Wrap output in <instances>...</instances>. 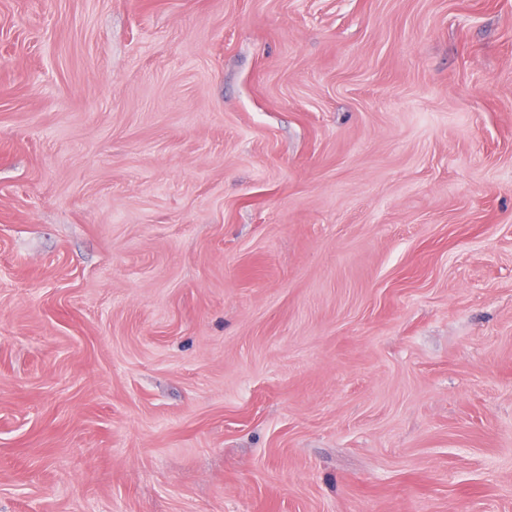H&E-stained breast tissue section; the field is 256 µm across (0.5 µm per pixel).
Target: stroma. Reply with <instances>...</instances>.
<instances>
[{"label": "stroma", "mask_w": 512, "mask_h": 512, "mask_svg": "<svg viewBox=\"0 0 512 512\" xmlns=\"http://www.w3.org/2000/svg\"><path fill=\"white\" fill-rule=\"evenodd\" d=\"M0 512H512V0H0Z\"/></svg>", "instance_id": "1"}]
</instances>
